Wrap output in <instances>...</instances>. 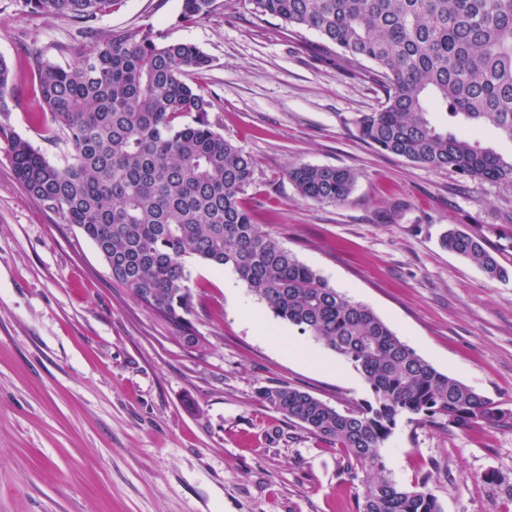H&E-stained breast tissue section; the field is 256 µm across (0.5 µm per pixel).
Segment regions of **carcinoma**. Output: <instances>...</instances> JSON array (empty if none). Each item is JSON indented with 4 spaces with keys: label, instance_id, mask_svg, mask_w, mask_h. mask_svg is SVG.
<instances>
[{
    "label": "carcinoma",
    "instance_id": "obj_1",
    "mask_svg": "<svg viewBox=\"0 0 512 512\" xmlns=\"http://www.w3.org/2000/svg\"><path fill=\"white\" fill-rule=\"evenodd\" d=\"M123 0H26L48 18L64 16L89 47L63 68L38 57L28 75L36 111L49 115L71 148L62 167L0 124L17 180L47 209L98 245L112 284L200 346L188 316L194 296L189 264L232 270L274 316L351 363L372 399L339 411L288 385L263 386L259 399L336 446L344 469L365 473L355 512H443L426 475L409 489L384 455L397 421L446 419L465 427L502 422L493 400L438 371L366 305L355 302L253 224L241 196L255 161L208 121L202 86L186 77L210 66L196 46L163 41L152 29L100 35L99 19ZM214 0H182L180 20L207 17ZM251 12L319 34L326 59L355 71L376 67L384 94L376 112L355 121L376 148L475 183L512 189V157L473 135L439 128L427 102L512 141V0H249ZM13 73L0 57V114L14 100ZM288 179L305 199L342 204L358 174L348 168L294 165ZM443 245L491 280L509 271L478 234L446 230Z\"/></svg>",
    "mask_w": 512,
    "mask_h": 512
}]
</instances>
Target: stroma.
<instances>
[{"instance_id": "obj_1", "label": "stroma", "mask_w": 512, "mask_h": 512, "mask_svg": "<svg viewBox=\"0 0 512 512\" xmlns=\"http://www.w3.org/2000/svg\"><path fill=\"white\" fill-rule=\"evenodd\" d=\"M180 11V0H125L98 27L200 48L208 120L256 163L243 197L253 224L507 412L494 428L401 417L385 447L393 478L430 475L443 512H512V279L489 280L440 245L447 227L476 231L512 270V189L362 141L355 120L383 95L369 70L317 54L315 31L256 17L248 0H215L191 25ZM73 33L68 18L0 0L13 71L35 57L73 64ZM17 93L0 123L65 164L68 146L29 109L30 84ZM299 164L359 179L346 203H318L288 179ZM190 272L198 350L113 285L94 244L27 193L0 149V512H354L362 487L339 451L257 391L286 384L343 411L370 399L363 376L232 271Z\"/></svg>"}]
</instances>
